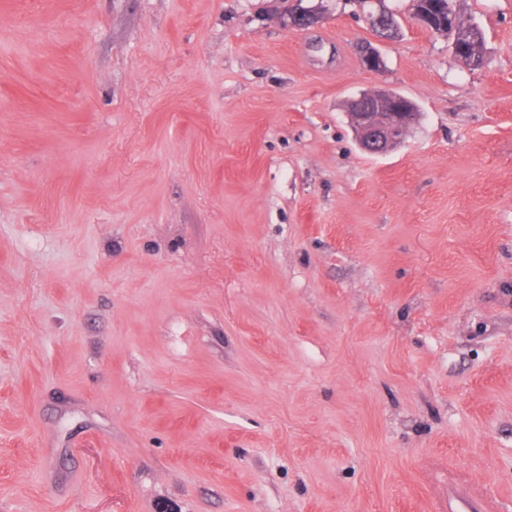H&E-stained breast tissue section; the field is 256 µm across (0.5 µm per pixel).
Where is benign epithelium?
I'll use <instances>...</instances> for the list:
<instances>
[{"instance_id": "obj_1", "label": "benign epithelium", "mask_w": 512, "mask_h": 512, "mask_svg": "<svg viewBox=\"0 0 512 512\" xmlns=\"http://www.w3.org/2000/svg\"><path fill=\"white\" fill-rule=\"evenodd\" d=\"M322 6L302 5L296 0V7L285 13L289 25L308 28L319 21ZM457 60L468 68L481 69L485 65V56L453 47ZM363 65L371 70L383 68L384 60L379 51L370 46L361 51ZM409 100L386 89L362 92L352 98L348 105V116L360 146L367 152L384 154L397 148L408 135L417 113L408 111Z\"/></svg>"}]
</instances>
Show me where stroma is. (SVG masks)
<instances>
[{
    "label": "stroma",
    "instance_id": "1",
    "mask_svg": "<svg viewBox=\"0 0 512 512\" xmlns=\"http://www.w3.org/2000/svg\"><path fill=\"white\" fill-rule=\"evenodd\" d=\"M323 4L0 0V512H512V0ZM302 1L304 0H296V7L285 13L286 25L289 23L290 26L308 28L319 21L323 13L322 6H303ZM415 1H412L413 10L415 14V19L419 23V25L427 30H434L435 29V22L437 23V26L440 27L442 23L447 19L448 24L450 23L451 26L454 28L457 25H459L458 17L454 12H448L447 14V8L449 10H455L457 14L459 12L455 8L454 1L453 0H419L417 3V6L419 9L423 10L425 13L430 14L431 16L425 15L422 12H418L416 9H414ZM443 5V6H441ZM407 103L386 89L362 92L349 101L350 124L365 151L384 154L403 143L418 115L408 112L412 103Z\"/></svg>",
    "mask_w": 512,
    "mask_h": 512
}]
</instances>
